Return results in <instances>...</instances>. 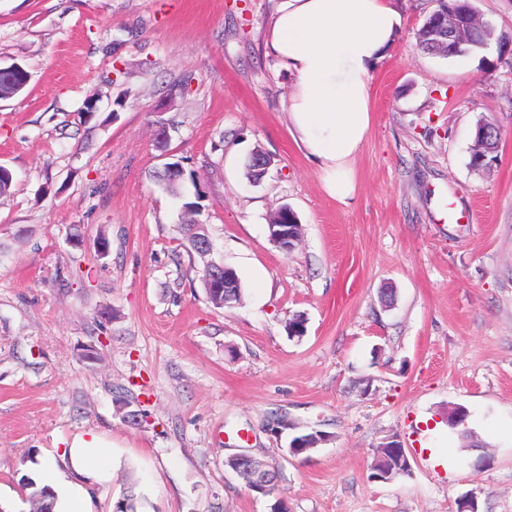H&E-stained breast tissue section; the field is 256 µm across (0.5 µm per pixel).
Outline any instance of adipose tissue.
Listing matches in <instances>:
<instances>
[{"label": "adipose tissue", "mask_w": 512, "mask_h": 512, "mask_svg": "<svg viewBox=\"0 0 512 512\" xmlns=\"http://www.w3.org/2000/svg\"><path fill=\"white\" fill-rule=\"evenodd\" d=\"M400 24L391 0H282L267 42L294 84L285 104L294 142L322 175L325 193L348 203L356 191L354 160L370 127L369 78ZM75 483L56 465L55 512H91L89 484L112 477L113 448L96 432L64 450Z\"/></svg>", "instance_id": "adipose-tissue-1"}]
</instances>
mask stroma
Here are the masks:
<instances>
[{
	"mask_svg": "<svg viewBox=\"0 0 512 512\" xmlns=\"http://www.w3.org/2000/svg\"><path fill=\"white\" fill-rule=\"evenodd\" d=\"M280 2L0 0V64L30 75L0 100V512H30L23 479L69 471L89 430L115 454L93 512L130 487L137 512H512V54H425L436 0H394L344 205L289 132L293 80L266 46ZM484 119L498 157L476 170ZM257 149L261 181L229 180L226 155ZM169 163L203 198L152 181ZM192 202L235 307L209 302L186 247ZM283 206L302 226L288 253L267 227ZM392 439L411 471L372 480ZM241 453L277 467L276 496L227 467Z\"/></svg>",
	"mask_w": 512,
	"mask_h": 512,
	"instance_id": "1",
	"label": "stroma"
}]
</instances>
